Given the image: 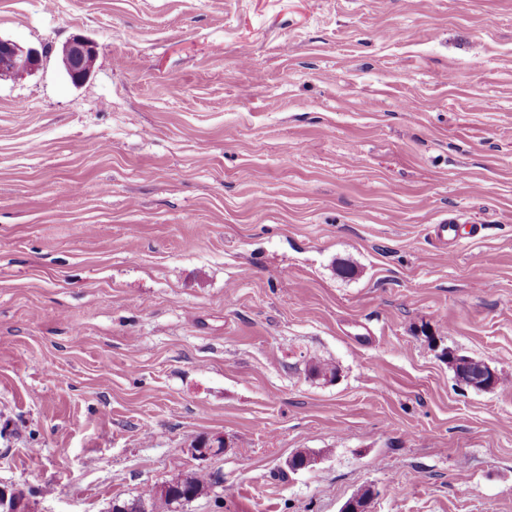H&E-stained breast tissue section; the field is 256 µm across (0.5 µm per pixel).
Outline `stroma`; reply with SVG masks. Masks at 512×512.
<instances>
[{
    "mask_svg": "<svg viewBox=\"0 0 512 512\" xmlns=\"http://www.w3.org/2000/svg\"><path fill=\"white\" fill-rule=\"evenodd\" d=\"M0 38L43 53L0 79V486L512 512V0H0ZM97 43L81 34H76L62 44L59 51L61 64L66 74L76 84L86 81L90 70L86 68L87 59L97 55ZM166 483L154 484V495L156 497L166 496L164 500L153 503V509L149 512H169L174 504L189 502L204 494L211 486V475L200 472L188 474H177Z\"/></svg>",
    "mask_w": 512,
    "mask_h": 512,
    "instance_id": "obj_1",
    "label": "stroma"
}]
</instances>
